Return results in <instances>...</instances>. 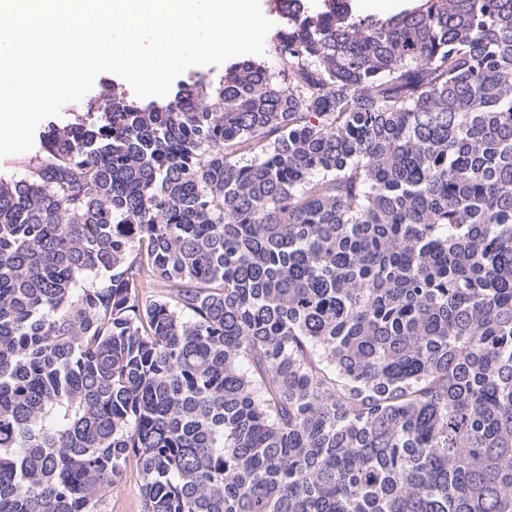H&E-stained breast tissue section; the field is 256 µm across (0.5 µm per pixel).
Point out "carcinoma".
<instances>
[{
    "label": "carcinoma",
    "mask_w": 512,
    "mask_h": 512,
    "mask_svg": "<svg viewBox=\"0 0 512 512\" xmlns=\"http://www.w3.org/2000/svg\"><path fill=\"white\" fill-rule=\"evenodd\" d=\"M298 2L0 178V512H512V0ZM356 0H350V5L352 7V10L355 14L359 15H394L398 14L402 11H404L407 8H410L413 4L416 3L415 0H396L394 2H397L395 6L386 12H366V11H380L385 10L389 7H391V4L389 0H360L359 7L363 10L358 8ZM105 512H143L141 474L134 464L105 495Z\"/></svg>",
    "instance_id": "cac0c4a2"
}]
</instances>
